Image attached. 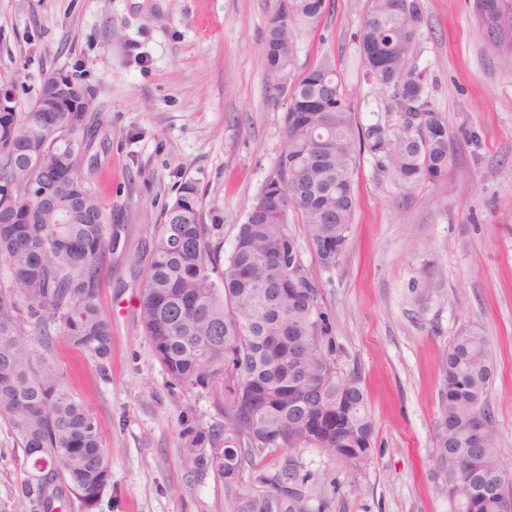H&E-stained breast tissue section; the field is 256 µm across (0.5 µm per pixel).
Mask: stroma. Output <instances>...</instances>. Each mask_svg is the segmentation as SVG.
Segmentation results:
<instances>
[{
    "label": "stroma",
    "mask_w": 512,
    "mask_h": 512,
    "mask_svg": "<svg viewBox=\"0 0 512 512\" xmlns=\"http://www.w3.org/2000/svg\"><path fill=\"white\" fill-rule=\"evenodd\" d=\"M281 0H0V84L19 110L44 77L88 86L101 122L91 185L119 226L99 308L112 352L98 362L56 340L51 356L111 450V481L93 506L65 512H224L214 474L189 476L179 448L190 423L214 425L210 399L172 386L139 309L154 224L193 183L205 223L232 248L238 224L276 172L282 106L266 93L262 45ZM296 30V70L327 61L358 123L390 119L387 91L366 80L356 41L366 0H328ZM415 63L448 120L447 178L408 188L371 155L355 174L351 244L320 280L374 421L369 465L348 470L303 453L328 512H451L433 470L442 359L458 333L486 336L496 366L493 427L512 472V68L477 33L473 0H418ZM436 289L418 294L425 280ZM32 470L0 420V512H19Z\"/></svg>",
    "instance_id": "stroma-1"
}]
</instances>
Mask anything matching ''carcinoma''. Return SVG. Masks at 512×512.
<instances>
[{
	"label": "carcinoma",
	"mask_w": 512,
	"mask_h": 512,
	"mask_svg": "<svg viewBox=\"0 0 512 512\" xmlns=\"http://www.w3.org/2000/svg\"><path fill=\"white\" fill-rule=\"evenodd\" d=\"M327 8V0H284L263 42L267 94L284 105L267 186L284 189L288 206L254 199L226 257L218 225L203 222L198 190L187 182L149 244L142 330L170 382L207 395L222 417L186 428L179 452L187 473L224 479L225 512H325L303 450L353 471L373 457L367 395L357 371L340 367L335 320L296 226L319 267L332 270L349 246L361 154L406 186L444 180L453 162L448 123L414 62L417 0H367L358 32L366 77L389 93L391 119L358 124L325 61L277 94L273 82L294 67L295 29L316 26ZM474 15L484 45L512 66V0H474ZM43 93L25 112H0V270L9 276L0 287V419L35 476L24 492L30 512H56L71 495L90 506L111 476L95 418L49 356L55 336L99 360L112 348L99 292L117 232L82 165H92L100 123L89 102L75 112L36 111ZM494 373L484 336L453 338L440 372L433 458L444 485L463 496L453 512H499L498 499L512 494L492 426ZM489 486L497 495L466 498L467 489Z\"/></svg>",
	"instance_id": "obj_1"
}]
</instances>
